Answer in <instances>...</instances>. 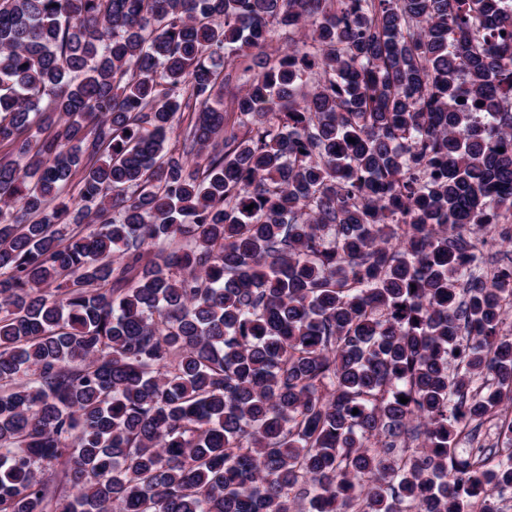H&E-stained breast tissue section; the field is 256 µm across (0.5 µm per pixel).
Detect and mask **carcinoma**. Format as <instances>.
I'll return each instance as SVG.
<instances>
[{"label": "carcinoma", "instance_id": "1", "mask_svg": "<svg viewBox=\"0 0 512 512\" xmlns=\"http://www.w3.org/2000/svg\"><path fill=\"white\" fill-rule=\"evenodd\" d=\"M0 149V512H497L512 0H0Z\"/></svg>", "mask_w": 512, "mask_h": 512}]
</instances>
